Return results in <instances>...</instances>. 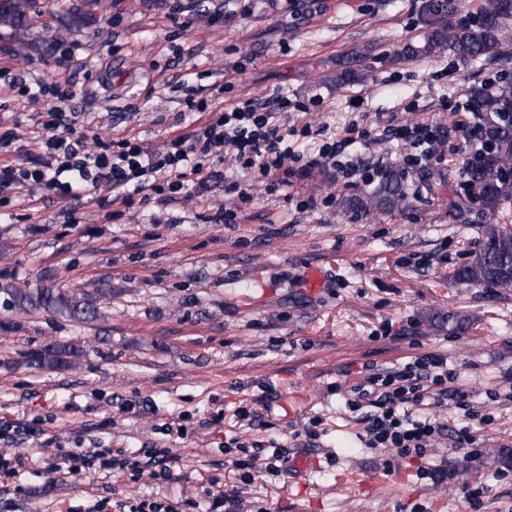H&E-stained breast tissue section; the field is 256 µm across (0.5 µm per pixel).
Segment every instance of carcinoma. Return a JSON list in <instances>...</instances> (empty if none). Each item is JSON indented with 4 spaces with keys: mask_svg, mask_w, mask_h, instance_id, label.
<instances>
[{
    "mask_svg": "<svg viewBox=\"0 0 512 512\" xmlns=\"http://www.w3.org/2000/svg\"><path fill=\"white\" fill-rule=\"evenodd\" d=\"M461 0H435L432 14L439 21L408 42L407 58L431 55L448 48L462 61L512 58V0H484L472 21L456 26L451 17ZM470 107L482 117L480 155L465 163L462 190L448 199V220L453 224H478V239L470 261L454 277L472 285L492 283L512 288V224L499 217L503 205L512 202V82L487 84L470 91ZM410 192L402 173L392 167L377 172L372 187L344 200L346 210L358 213L395 212L408 201ZM8 306L26 311H45L67 316L77 324H90L100 317L97 288H5ZM82 349L72 343H55L30 353L27 363L35 368L70 365Z\"/></svg>",
    "mask_w": 512,
    "mask_h": 512,
    "instance_id": "obj_1",
    "label": "carcinoma"
}]
</instances>
